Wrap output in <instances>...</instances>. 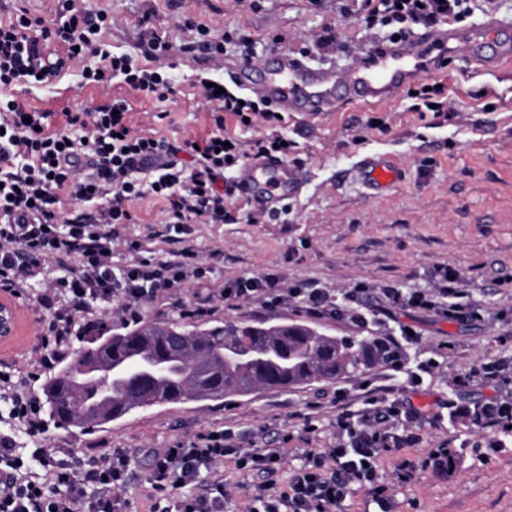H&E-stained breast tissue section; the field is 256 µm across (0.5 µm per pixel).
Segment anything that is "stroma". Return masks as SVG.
Returning <instances> with one entry per match:
<instances>
[{"label":"stroma","mask_w":512,"mask_h":512,"mask_svg":"<svg viewBox=\"0 0 512 512\" xmlns=\"http://www.w3.org/2000/svg\"><path fill=\"white\" fill-rule=\"evenodd\" d=\"M87 6L112 17L111 27L100 32L104 48L140 61L147 40L140 22L150 17L173 46L161 65L174 77V94L159 101L135 94L121 82L86 86L76 65L58 79L16 88L14 96L29 109L48 113L54 126L63 122L65 113L123 97L138 131L180 142L204 138L216 129L211 108L196 95L194 82L225 78L223 66L184 51L188 37L180 26L182 18L207 26L214 38L234 33V40L224 46L225 63L239 62L248 53L254 63L265 65L282 49L305 56L311 67L342 70L355 65L360 47L381 36L377 30L363 32L353 17L343 15L339 0H88ZM328 25L336 27L348 51L318 48L317 36ZM243 35L249 45H241ZM277 35L282 45L273 44ZM471 59V51L462 47L449 55L444 68L420 76L423 84L439 79L447 84L451 108L440 114L415 111L414 99L403 93L383 104L340 100L331 112L286 117L282 132L294 142L292 156L306 174L304 187L287 199L286 210L274 216L239 199L244 213L239 223L192 227L204 278L188 279L170 296L143 303L132 314L119 302L99 303L92 318L96 325L115 328L169 318L196 326L307 320L332 336L376 338L378 329L357 327L344 315L311 318L294 303L271 307L243 300L228 307L219 296L239 278L278 273L291 286L314 283L339 305L346 302V294H353L354 308L371 311L385 305L382 290L388 286L437 296L443 285L440 271L450 266L459 270V288L479 309V320L395 309L397 324L418 335L401 372L378 365L328 386L152 406L94 430L59 427L48 420L44 434L34 440L0 402V434L13 435L21 445L33 440L46 448H70L76 460L85 461L108 451L186 445L199 434L221 431L232 445L286 449L279 471L284 479L299 464L295 449L338 445L333 405L337 391L356 396L363 386L387 385L394 397L411 396L427 412L411 426L420 437L415 447L383 455L379 479L389 488L393 512H512V450L492 451V434L469 420L436 416L437 401L448 398L465 404L495 395L512 398V66L478 70ZM368 155L392 159L402 170L401 182L370 195L350 176ZM132 209L137 223L120 226L112 243L116 268L165 259L175 248L164 236L162 203L145 199L133 202ZM134 239L140 240V251H129ZM56 274L48 268L43 279L24 290L17 300L22 319L16 334L0 343V366L8 367L19 393L39 403L51 371L34 362L44 316L37 297ZM200 293L217 298L205 315L192 312ZM430 358L436 362L433 373L417 392L408 393L407 369ZM489 362L502 366L499 387L454 386L455 377ZM447 439L458 450L449 476L427 473L408 484L397 482V463L421 461Z\"/></svg>","instance_id":"1"}]
</instances>
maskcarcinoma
I'll return each instance as SVG.
<instances>
[{
    "label": "carcinoma",
    "instance_id": "carcinoma-1",
    "mask_svg": "<svg viewBox=\"0 0 512 512\" xmlns=\"http://www.w3.org/2000/svg\"><path fill=\"white\" fill-rule=\"evenodd\" d=\"M115 335L112 353L98 359L101 372L94 381L83 378L86 361L80 349L46 379L42 391L56 425L93 429L163 403L222 401L258 390L331 383L389 359L374 339L329 336L298 321L189 329L173 319L123 326ZM140 357L174 368L158 378L111 379V364Z\"/></svg>",
    "mask_w": 512,
    "mask_h": 512
}]
</instances>
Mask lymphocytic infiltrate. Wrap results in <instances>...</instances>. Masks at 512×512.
<instances>
[{
  "label": "lymphocytic infiltrate",
  "mask_w": 512,
  "mask_h": 512,
  "mask_svg": "<svg viewBox=\"0 0 512 512\" xmlns=\"http://www.w3.org/2000/svg\"><path fill=\"white\" fill-rule=\"evenodd\" d=\"M469 0H363L360 21L366 30L389 28L390 40L408 37L416 28L459 20ZM62 19L55 27L19 10L14 20L0 23V90L36 80L60 77L74 61L93 58L82 77L86 84L105 86L122 78L131 90L157 99L173 92L172 79L162 68L139 66L127 54L101 47L99 34L111 25L107 14L90 15L83 0H63ZM199 95L215 112L216 132L201 141L174 144L137 133L128 119L125 100L83 112H68L63 124L49 130L47 113L29 112L15 98H0V290L20 295L30 281L56 265L63 272L50 281L38 301L50 315L41 334L38 361L52 365L65 352L76 319L90 314L94 304L120 301L131 311L142 301L178 286L197 273L196 251L190 242L195 224L233 222L229 209L235 184L228 169L260 157L287 158L292 143L277 129L279 119L265 101L241 98L225 90L215 92L207 79L199 81ZM236 125H264L266 131L242 147L222 127L225 117ZM96 202L94 212L65 208L64 198ZM147 197L163 202L166 230L182 247L166 259L145 261L117 270L112 266V239L117 225L135 223L133 201ZM387 306L372 314L349 312L358 327L383 325L394 308L432 309L452 319H473L478 312L457 288H443L438 298L404 293L389 287ZM265 304L295 301L307 313L320 315L332 301L323 289L290 288L283 276L267 274L239 279L222 298ZM387 391H365L359 403L337 393L336 431L343 442L335 448L302 449L300 464L279 481L284 460L280 448H230L219 433H208L186 447L158 448L148 456L149 495L157 498L195 479L199 470L210 475L201 495L175 501L174 512H224L230 492L224 483V461L232 459L250 479L241 483L249 501L263 512H336L353 484L368 486L379 512H391L390 497L378 482L384 452L413 447L417 436L397 431L396 423L414 422L421 411L412 401L387 404ZM449 417H470L482 429L512 434V401L492 399L480 412L446 400ZM44 465L43 480L30 475V462ZM131 453L108 455L76 469L59 458L57 449L34 448L18 456L12 439L0 436V512H124L111 496L124 485ZM65 494H58V487ZM96 487L97 496L87 494Z\"/></svg>",
  "instance_id": "obj_1"
}]
</instances>
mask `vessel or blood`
Listing matches in <instances>:
<instances>
[{"label": "vessel or blood", "mask_w": 512, "mask_h": 512, "mask_svg": "<svg viewBox=\"0 0 512 512\" xmlns=\"http://www.w3.org/2000/svg\"><path fill=\"white\" fill-rule=\"evenodd\" d=\"M469 39L453 27L428 29L389 46L370 44L348 71L315 69L291 53L281 52L272 68L233 64L229 73L246 92L296 116L333 111L340 98L365 105L395 99L424 70L441 69L448 54ZM368 191L379 192L400 181V168L392 162L364 158L356 171ZM304 174L299 167L276 159L247 163L237 178L243 197L269 208L287 199L300 187Z\"/></svg>", "instance_id": "b4317fda"}]
</instances>
